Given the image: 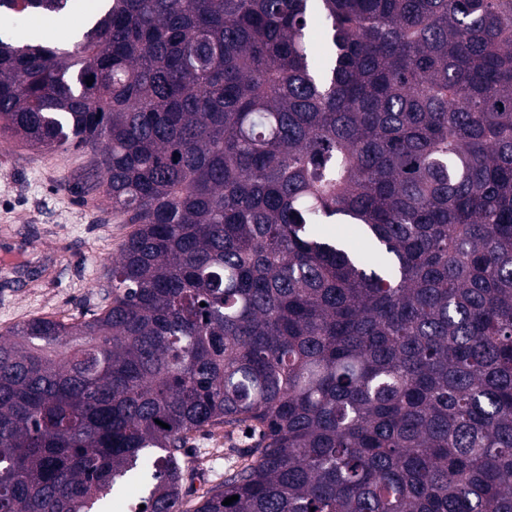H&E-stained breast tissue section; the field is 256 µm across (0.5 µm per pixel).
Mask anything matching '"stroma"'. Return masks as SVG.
<instances>
[{
    "mask_svg": "<svg viewBox=\"0 0 512 512\" xmlns=\"http://www.w3.org/2000/svg\"><path fill=\"white\" fill-rule=\"evenodd\" d=\"M92 149L44 152L0 142V331L37 316L68 317L103 305L107 274L131 227L84 178ZM224 427L189 443L196 475L188 505L224 479Z\"/></svg>",
    "mask_w": 512,
    "mask_h": 512,
    "instance_id": "stroma-1",
    "label": "stroma"
}]
</instances>
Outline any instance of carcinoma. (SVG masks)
I'll use <instances>...</instances> for the list:
<instances>
[{"label": "carcinoma", "instance_id": "carcinoma-1", "mask_svg": "<svg viewBox=\"0 0 512 512\" xmlns=\"http://www.w3.org/2000/svg\"><path fill=\"white\" fill-rule=\"evenodd\" d=\"M104 4L0 37V137L132 225L108 304L0 333V512H183L223 425L194 512H512V0ZM82 20L83 16L80 13L74 11H66L54 15L49 19H26L18 23V25L15 27V30L26 32L33 29L38 24H46L50 26L54 31L56 45L66 48L71 44L70 50H72L74 46L73 42L71 41L72 35L73 32L81 25ZM220 443L221 452H216L215 448H209L211 445ZM231 442L225 433L223 426L214 427L209 432L196 435L189 443L191 455L194 457V467L196 475L190 484L187 500V509L193 512L198 497L208 489L216 487L221 481H224V471L229 465L225 460L224 448H230Z\"/></svg>", "mask_w": 512, "mask_h": 512}]
</instances>
